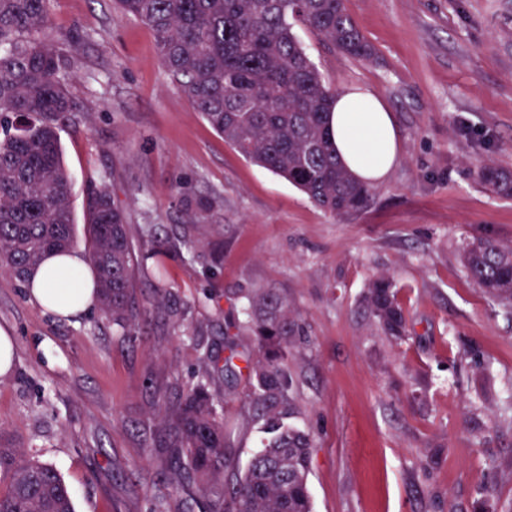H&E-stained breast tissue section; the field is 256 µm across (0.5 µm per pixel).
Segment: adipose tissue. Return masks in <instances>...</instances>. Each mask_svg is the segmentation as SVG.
Listing matches in <instances>:
<instances>
[{
    "mask_svg": "<svg viewBox=\"0 0 512 512\" xmlns=\"http://www.w3.org/2000/svg\"><path fill=\"white\" fill-rule=\"evenodd\" d=\"M330 129L336 153L359 180L380 183L400 161L395 119L366 86L354 83L340 92L331 111ZM30 300L49 312L74 316L95 301L94 282L81 253L49 255L27 280Z\"/></svg>",
    "mask_w": 512,
    "mask_h": 512,
    "instance_id": "ef3b65f1",
    "label": "adipose tissue"
}]
</instances>
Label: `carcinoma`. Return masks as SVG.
Here are the masks:
<instances>
[{
    "instance_id": "1",
    "label": "carcinoma",
    "mask_w": 512,
    "mask_h": 512,
    "mask_svg": "<svg viewBox=\"0 0 512 512\" xmlns=\"http://www.w3.org/2000/svg\"><path fill=\"white\" fill-rule=\"evenodd\" d=\"M116 10L148 25L160 60L193 108L249 161L283 177L316 206L353 215L372 189L336 154L327 85L294 32L299 21L340 52L362 61L375 48L356 27L344 0H115ZM50 0H0V269L20 282L51 253L77 243L71 177L57 133L74 111L67 81L71 52L43 37ZM478 179L512 197V168L486 164ZM86 243L96 273L99 308L122 335L139 327L134 292L136 248L124 214L102 189L87 190ZM469 276L490 298L512 305V247L478 240L461 254ZM363 304L395 341L408 321L393 282L374 279ZM242 318L226 325L224 371L246 380L244 398L265 441L242 476L224 482V402L209 377L160 406L174 452L177 487L194 485L209 512H312L308 474L312 439L284 419L293 379L288 350L300 327L274 288L240 300ZM253 336L239 343V330ZM0 512H74L71 491L54 467L0 448Z\"/></svg>"
}]
</instances>
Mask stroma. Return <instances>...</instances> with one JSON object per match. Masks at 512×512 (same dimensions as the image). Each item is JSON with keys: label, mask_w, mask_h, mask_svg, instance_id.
<instances>
[{"label": "stroma", "mask_w": 512, "mask_h": 512, "mask_svg": "<svg viewBox=\"0 0 512 512\" xmlns=\"http://www.w3.org/2000/svg\"><path fill=\"white\" fill-rule=\"evenodd\" d=\"M376 50L366 62L294 30L336 91L359 83L393 112L401 159L369 205L339 217L244 159L167 75L149 27L112 0H52L47 41L74 48L75 104L59 131L76 226L104 188L134 245L167 242L168 293L136 268V340L99 307L63 318L0 270V326L16 342L0 375V448L53 465L75 512H202L176 489L161 402L224 354L225 320L248 289L277 288L304 329L288 353L290 423L309 431L314 512H512V310L461 263L490 238L512 245V199L479 166H512V0H345ZM219 241V263L195 241ZM389 277L411 335L394 344L362 295ZM225 481L265 435L228 400Z\"/></svg>", "instance_id": "1"}]
</instances>
